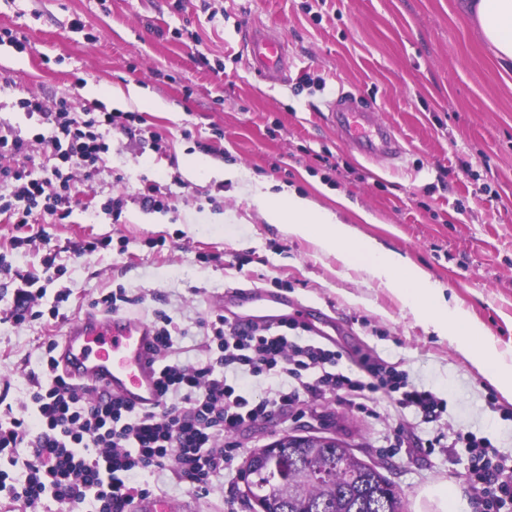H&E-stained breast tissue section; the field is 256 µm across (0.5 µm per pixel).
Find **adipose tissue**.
<instances>
[{"instance_id": "ef3b65f1", "label": "adipose tissue", "mask_w": 512, "mask_h": 512, "mask_svg": "<svg viewBox=\"0 0 512 512\" xmlns=\"http://www.w3.org/2000/svg\"><path fill=\"white\" fill-rule=\"evenodd\" d=\"M466 11L501 72L512 75V0H467ZM252 198L268 223L292 238L312 243L342 268L360 267L379 287L395 292L406 306L457 350L512 402V359L501 355L484 325L445 297L436 280L407 254L365 236L337 212L291 191L273 194L257 183Z\"/></svg>"}]
</instances>
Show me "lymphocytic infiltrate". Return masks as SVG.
I'll list each match as a JSON object with an SVG mask.
<instances>
[{
    "mask_svg": "<svg viewBox=\"0 0 512 512\" xmlns=\"http://www.w3.org/2000/svg\"><path fill=\"white\" fill-rule=\"evenodd\" d=\"M19 105L38 113L49 131L31 141L0 137V214L20 229L38 215L63 223L78 205L71 188L75 171L101 161L110 150L108 134L125 127L130 116L91 108L79 113L65 98L50 108L35 97ZM34 141L63 159L41 178L7 163L27 154ZM202 326L206 357L185 363L174 357L172 317L156 312L160 402L140 411L114 396L91 397L85 385L65 377L54 337H44L24 396L0 408V499L22 503L30 512H42L50 502L85 504L89 512H131L134 501L151 492L139 474L166 469L193 493L207 495L240 456L238 433L309 396L343 394L365 412L380 393L398 413L412 412L426 423L440 421L447 411V400L410 383L392 364L374 362L346 374L337 369L336 351L299 342L287 331L244 330L221 314ZM260 378L271 385L257 396L250 383ZM448 443L469 453L466 480L477 512H507L512 457L469 430L436 434L419 451L429 456Z\"/></svg>",
    "mask_w": 512,
    "mask_h": 512,
    "instance_id": "f902f5d3",
    "label": "lymphocytic infiltrate"
}]
</instances>
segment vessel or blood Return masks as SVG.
Returning a JSON list of instances; mask_svg holds the SVG:
<instances>
[{
	"label": "vessel or blood",
	"instance_id": "obj_1",
	"mask_svg": "<svg viewBox=\"0 0 512 512\" xmlns=\"http://www.w3.org/2000/svg\"><path fill=\"white\" fill-rule=\"evenodd\" d=\"M247 52L255 70L269 80H276L288 67L284 41L264 31L249 34ZM326 110L338 138L350 151L367 159L400 158L397 132L350 93L339 92ZM223 303L230 306L227 319L235 324L243 321L237 309L244 305L259 304L267 313L284 312L293 305L284 293L254 288L226 291ZM58 360L67 376L117 396L133 408L150 409L159 400L155 329L141 318L119 313L83 315L67 328Z\"/></svg>",
	"mask_w": 512,
	"mask_h": 512
}]
</instances>
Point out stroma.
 I'll list each match as a JSON object with an SVG mask.
<instances>
[{
  "instance_id": "35a3bbf8",
  "label": "stroma",
  "mask_w": 512,
  "mask_h": 512,
  "mask_svg": "<svg viewBox=\"0 0 512 512\" xmlns=\"http://www.w3.org/2000/svg\"><path fill=\"white\" fill-rule=\"evenodd\" d=\"M76 20L82 30H73ZM248 25L285 40L286 80L270 84L252 70L240 39ZM4 30L14 40L0 43V135L39 132L17 105L29 96L48 104L70 96L135 119L110 132L103 162L80 170L82 205L67 223H45L49 244L12 248L15 229L0 217V254L14 268L36 276L54 257L43 304L64 315L49 332L15 322L14 290L0 275V397L21 396L42 337L62 338L100 292L124 288L122 312L148 321L166 311L184 359L195 361L205 356L201 323L219 312L226 290H280L334 321L342 372L367 358L396 365L448 409L438 426L398 418L384 397L370 414L334 396L313 398L305 416L287 411L240 433L244 455L287 431L329 432L381 466L404 512H418L417 496L432 484L472 503L464 449L390 458L380 447L401 422L424 438L471 430L511 457L512 402L391 291L282 235L244 185L223 177L225 166L244 167L408 254L512 357V82L485 53L463 0H0ZM130 84L167 111L103 94ZM341 90L398 132L402 160H367L343 147L322 113ZM200 155L211 172L188 178ZM151 186L164 208L142 206ZM89 242L96 251L85 252ZM65 291L69 300L58 302ZM145 480L189 512H227L228 497L237 512H254L244 482L229 476L205 497L167 470Z\"/></svg>"
}]
</instances>
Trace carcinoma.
Listing matches in <instances>:
<instances>
[{"label": "carcinoma", "mask_w": 512, "mask_h": 512, "mask_svg": "<svg viewBox=\"0 0 512 512\" xmlns=\"http://www.w3.org/2000/svg\"><path fill=\"white\" fill-rule=\"evenodd\" d=\"M336 448H285V477L274 466L249 458L243 474L247 496L265 497L275 512H402L396 488L377 466L357 455L336 458Z\"/></svg>", "instance_id": "obj_1"}]
</instances>
